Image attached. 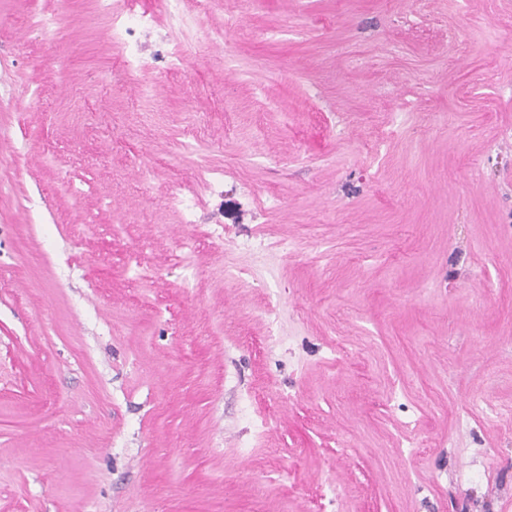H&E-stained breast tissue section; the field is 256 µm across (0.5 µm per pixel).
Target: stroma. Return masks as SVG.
<instances>
[{"label":"stroma","instance_id":"stroma-1","mask_svg":"<svg viewBox=\"0 0 512 512\" xmlns=\"http://www.w3.org/2000/svg\"><path fill=\"white\" fill-rule=\"evenodd\" d=\"M181 7L0 0V512H512V0ZM95 12L103 17L112 15V31L115 41L120 43L125 51V63L128 71H131L138 58V42L136 35L143 26V17L136 12L135 7L127 12L114 14L111 10V1L95 0Z\"/></svg>","mask_w":512,"mask_h":512}]
</instances>
